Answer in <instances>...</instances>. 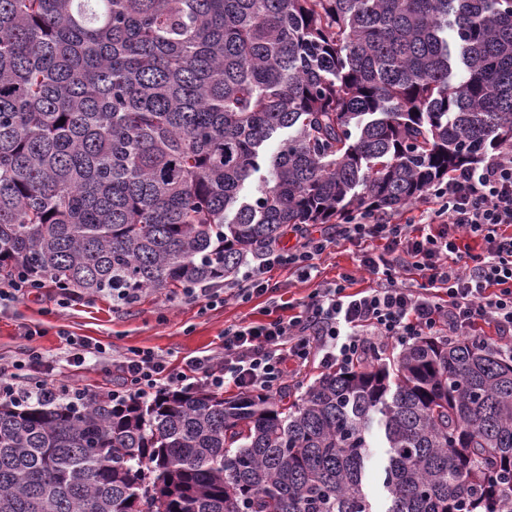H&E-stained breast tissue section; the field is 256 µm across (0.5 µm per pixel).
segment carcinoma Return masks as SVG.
Returning <instances> with one entry per match:
<instances>
[{
	"label": "carcinoma",
	"mask_w": 512,
	"mask_h": 512,
	"mask_svg": "<svg viewBox=\"0 0 512 512\" xmlns=\"http://www.w3.org/2000/svg\"><path fill=\"white\" fill-rule=\"evenodd\" d=\"M497 148L512 0H0V280H232L289 226L397 210ZM376 443L385 512H512V357L427 337L288 404L0 402V512H374ZM384 448H370V480L368 491L373 500V509L382 512L386 508L385 494L381 483V472L385 463L386 454Z\"/></svg>",
	"instance_id": "cac0c4a2"
}]
</instances>
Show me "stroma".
Listing matches in <instances>:
<instances>
[{
    "instance_id": "obj_1",
    "label": "stroma",
    "mask_w": 512,
    "mask_h": 512,
    "mask_svg": "<svg viewBox=\"0 0 512 512\" xmlns=\"http://www.w3.org/2000/svg\"><path fill=\"white\" fill-rule=\"evenodd\" d=\"M271 305L261 296L247 304L229 299L206 308L182 294L144 292L129 307L113 306L109 298L62 300L56 289L42 297H28L0 308V357L10 358L26 348L42 353L58 381L79 376L72 365L66 335L83 336L120 355L148 348L165 356L172 365L183 359L219 350L225 327L244 320H263ZM35 326L39 336L28 338L24 326Z\"/></svg>"
}]
</instances>
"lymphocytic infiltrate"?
<instances>
[{"label":"lymphocytic infiltrate","mask_w":512,"mask_h":512,"mask_svg":"<svg viewBox=\"0 0 512 512\" xmlns=\"http://www.w3.org/2000/svg\"><path fill=\"white\" fill-rule=\"evenodd\" d=\"M293 234L295 244H279L264 264L243 267L233 297L246 304L275 293L272 271L288 269L315 284L297 301L295 315L229 326L221 350L178 366L148 349L131 351L115 364L123 383L108 398L146 399L165 387L197 385L276 396L314 361L350 367L373 346L457 338L483 325L501 336L512 332V149L497 150L433 187L416 224H389L363 212L332 235L306 224ZM379 240L384 247L378 251L372 244ZM476 240L482 250L475 255L470 244ZM342 241L359 247L358 268L370 276L371 287H358L350 272L320 279V257ZM406 265L415 270V281L399 280L397 271ZM12 366L13 374L0 371V400L90 396L51 379L38 352L25 351Z\"/></svg>","instance_id":"lymphocytic-infiltrate-1"}]
</instances>
